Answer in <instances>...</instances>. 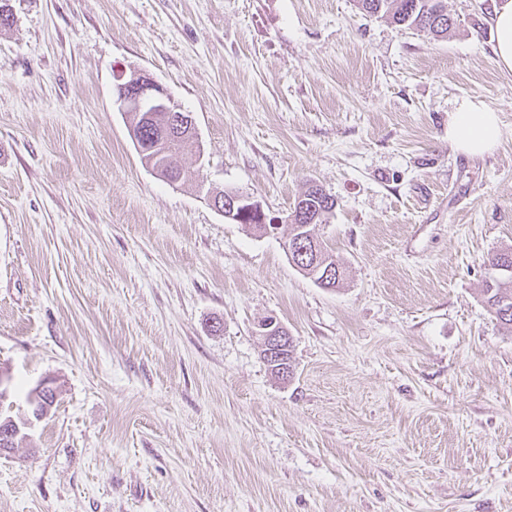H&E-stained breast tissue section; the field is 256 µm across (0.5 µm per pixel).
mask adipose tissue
Returning a JSON list of instances; mask_svg holds the SVG:
<instances>
[{"label":"adipose tissue","instance_id":"1","mask_svg":"<svg viewBox=\"0 0 512 512\" xmlns=\"http://www.w3.org/2000/svg\"><path fill=\"white\" fill-rule=\"evenodd\" d=\"M491 24L496 61L502 70L512 73V0H495ZM501 135L498 112L476 99L457 101L448 114V142L466 156L492 153Z\"/></svg>","mask_w":512,"mask_h":512}]
</instances>
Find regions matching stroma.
Returning a JSON list of instances; mask_svg holds the SVG:
<instances>
[{
	"mask_svg": "<svg viewBox=\"0 0 512 512\" xmlns=\"http://www.w3.org/2000/svg\"><path fill=\"white\" fill-rule=\"evenodd\" d=\"M0 2V413L57 387L0 455V512H512V335L482 293L512 246L493 0H446L444 38L355 0ZM139 71L195 120L184 184L115 103ZM464 97L500 113L491 154L448 143ZM313 182L333 290L287 228L207 199L284 219ZM131 138L140 157L143 159L144 166L156 175L162 177V171L167 167L170 169V160L166 157L168 155V151L166 149L165 141L163 139L156 141L155 138V141L150 144L149 141L142 140L139 132H135L133 130L131 131ZM189 140L190 136H178L172 139L170 141V154L168 156L176 162ZM226 192H238V191L224 190V193H226ZM208 200L210 202V205L214 209H216L217 211L222 213L226 218L232 219V222H235L237 224H241L238 222L245 221V218L243 217V213L246 212L250 216L255 215L256 217L253 222L254 223L259 222V226L262 227L258 231L259 233H262V234L269 233L271 231V229H270V225H268V224H271V227H273L274 229L277 228V224L274 221L269 220L267 222L266 213L264 212L260 203L258 201H256L252 195H249V194H246L243 192H238L237 194L232 195L231 198H226L225 199L226 203L224 206L221 203L219 193H216L215 195L210 194L208 196ZM239 202H244L246 204L245 209H244V211H242V213L240 215H234L235 205H236V203H239ZM261 337V357L278 377L288 379L292 374L291 350L293 338L288 329L276 318L271 317L259 324ZM52 394L55 395L54 397H56V391L50 385V382L40 383L28 394L26 398L28 411L27 417L24 420V426L29 425L32 422L31 417L38 419L41 405L48 404Z\"/></svg>",
	"mask_w": 512,
	"mask_h": 512,
	"instance_id": "obj_1",
	"label": "stroma"
}]
</instances>
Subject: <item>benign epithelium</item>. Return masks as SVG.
I'll use <instances>...</instances> for the list:
<instances>
[{"label": "benign epithelium", "instance_id": "1", "mask_svg": "<svg viewBox=\"0 0 512 512\" xmlns=\"http://www.w3.org/2000/svg\"><path fill=\"white\" fill-rule=\"evenodd\" d=\"M116 103L122 112H142L144 120L150 122L154 119V113L167 112L179 130L192 131L194 122L191 115L182 113V107L175 103L164 89L147 73H135L116 86ZM131 138L143 159V164L153 173L159 175L169 167L168 151L165 141L160 139L151 143L143 140L138 132H131ZM210 205L222 213L226 218L238 222L245 221L243 215L235 214V205L245 203L244 212L255 217L259 222L260 233L267 234L270 228L277 227L276 223H268L266 213L253 196L239 192L225 200L217 194L208 196ZM258 335L261 337V357L268 367L275 371L276 375L286 379L292 374L291 346L293 338L288 329L276 318L271 317L259 324ZM56 394L54 388L48 382H42L27 396V417L25 424H30L31 419L40 415V407L49 403L52 395Z\"/></svg>", "mask_w": 512, "mask_h": 512}]
</instances>
